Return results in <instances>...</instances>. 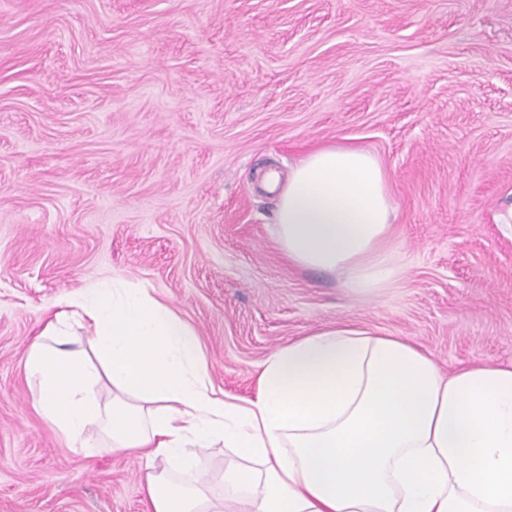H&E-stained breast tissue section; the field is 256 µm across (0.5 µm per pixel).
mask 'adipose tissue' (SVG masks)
Masks as SVG:
<instances>
[{
	"label": "adipose tissue",
	"mask_w": 512,
	"mask_h": 512,
	"mask_svg": "<svg viewBox=\"0 0 512 512\" xmlns=\"http://www.w3.org/2000/svg\"><path fill=\"white\" fill-rule=\"evenodd\" d=\"M266 185L289 263L340 273L355 293L395 275L394 208L369 152L324 146ZM78 328L91 352L71 349ZM24 369L71 447L95 428L139 455L152 512H512V363L446 373L410 339L339 323L271 353L255 398L227 400L195 329L116 277L71 293ZM218 444L234 452L220 497L187 481Z\"/></svg>",
	"instance_id": "adipose-tissue-1"
}]
</instances>
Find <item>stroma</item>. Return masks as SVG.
<instances>
[{"instance_id":"stroma-1","label":"stroma","mask_w":512,"mask_h":512,"mask_svg":"<svg viewBox=\"0 0 512 512\" xmlns=\"http://www.w3.org/2000/svg\"><path fill=\"white\" fill-rule=\"evenodd\" d=\"M337 143L389 178L401 272L371 295L277 244L267 174ZM115 276L231 399L337 322L512 362V0H0V512H150L143 462L71 450L24 372Z\"/></svg>"}]
</instances>
